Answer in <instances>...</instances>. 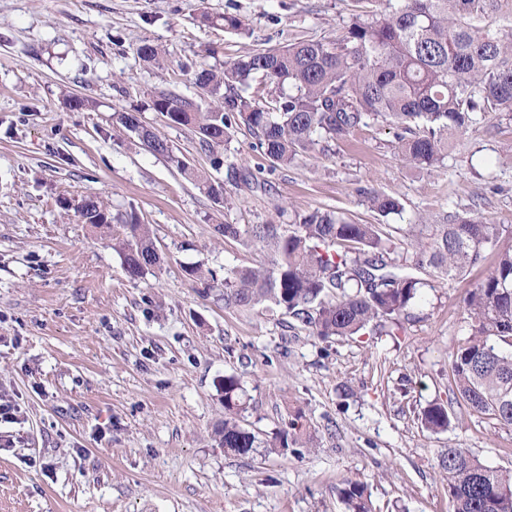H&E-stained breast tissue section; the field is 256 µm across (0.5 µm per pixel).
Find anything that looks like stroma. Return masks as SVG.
Here are the masks:
<instances>
[{"label":"stroma","mask_w":512,"mask_h":512,"mask_svg":"<svg viewBox=\"0 0 512 512\" xmlns=\"http://www.w3.org/2000/svg\"><path fill=\"white\" fill-rule=\"evenodd\" d=\"M395 0H0V512H345L346 479L367 485L374 512H453L441 448L468 449L512 470V428L456 409L443 433L420 412L451 397L448 363L466 327L464 297L489 269L428 278L404 329L324 340L291 318L225 308L226 268L264 254L215 225L279 223V209H330L402 227L476 211L512 244V115L471 130L440 168L407 167L395 131L369 121L285 169L238 129L218 147L230 207L185 180L174 161L210 167L195 133L168 126L152 95H199L185 63L222 65L246 51L340 37L352 16L372 21ZM243 23L226 30L223 15ZM165 49L168 63L136 49ZM92 100L74 110L70 96ZM143 120L174 153L155 155L113 123ZM394 196L401 213L372 211L358 188ZM90 194L148 224L160 267L129 279L112 239L81 223ZM212 271V288L186 270ZM240 376L244 425L271 438L296 414L309 447L228 455L216 383Z\"/></svg>","instance_id":"35a3bbf8"}]
</instances>
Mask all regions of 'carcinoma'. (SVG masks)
I'll return each instance as SVG.
<instances>
[{"label": "carcinoma", "instance_id": "cac0c4a2", "mask_svg": "<svg viewBox=\"0 0 512 512\" xmlns=\"http://www.w3.org/2000/svg\"><path fill=\"white\" fill-rule=\"evenodd\" d=\"M497 0H399L382 20L353 19L339 39H299L283 47L245 52L221 68L194 70L196 99L161 92L153 110L174 127L192 129L221 167L215 148L240 126L255 136V149L269 171L286 168L316 146L344 140L374 118L397 130V150L409 166L432 171L474 126L512 112V39L490 27ZM149 65H162L159 49H136ZM116 122L154 153L169 158L184 177L215 201L224 183L171 154L166 139L138 112H117ZM382 216L402 210L399 199L374 189L358 190ZM80 219L96 227L115 217L99 197L83 199ZM118 242L126 275L137 280L161 263L149 225L130 214ZM433 233L397 260L389 226L359 224L332 210L296 214L290 224H219L226 240L264 251L257 267L224 270V308L269 311L291 317L323 340L350 337L371 324L402 327L401 316L425 283L414 272L433 269L440 278H461L494 256L491 269L466 290L467 333L452 353L450 403L512 428V245L502 246L503 228L480 214L450 213ZM224 424L215 442L224 452L253 454L267 448L286 454L305 448L302 415L290 430L262 440L244 427L247 390L226 375L217 384ZM453 409L434 403L423 409V426L434 433L451 425ZM454 512H512V472L484 464L464 448L439 457ZM347 512H371L366 486L345 480L340 491Z\"/></svg>", "mask_w": 512, "mask_h": 512}]
</instances>
